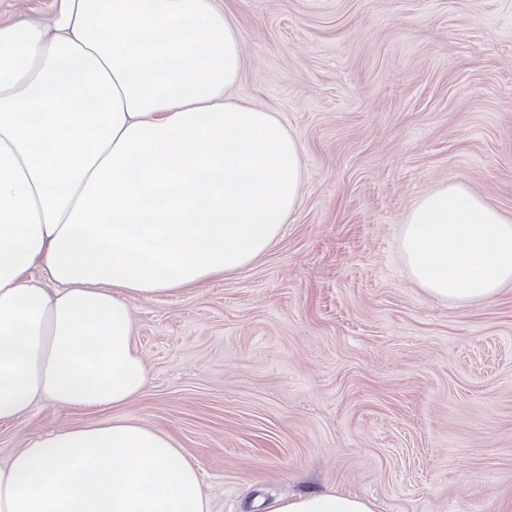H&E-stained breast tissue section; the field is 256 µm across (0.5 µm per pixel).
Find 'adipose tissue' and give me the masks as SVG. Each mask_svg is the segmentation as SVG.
Returning <instances> with one entry per match:
<instances>
[{"instance_id": "ef3b65f1", "label": "adipose tissue", "mask_w": 512, "mask_h": 512, "mask_svg": "<svg viewBox=\"0 0 512 512\" xmlns=\"http://www.w3.org/2000/svg\"><path fill=\"white\" fill-rule=\"evenodd\" d=\"M241 36L217 0H54L0 21V422L117 409L148 380L127 299L250 265L295 210L303 157L233 100ZM414 281L467 305L512 282V217L448 182L410 209ZM0 512H208L196 468L126 417L62 425L0 465ZM276 512H373L342 493Z\"/></svg>"}]
</instances>
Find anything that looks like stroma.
I'll return each mask as SVG.
<instances>
[{
	"label": "stroma",
	"mask_w": 512,
	"mask_h": 512,
	"mask_svg": "<svg viewBox=\"0 0 512 512\" xmlns=\"http://www.w3.org/2000/svg\"><path fill=\"white\" fill-rule=\"evenodd\" d=\"M233 99L297 140L300 198L246 269L131 298L149 370L123 416L169 436L209 512L337 491L375 512H512V284L429 296L406 215L454 180L512 217V0H221ZM107 412L0 424V464Z\"/></svg>",
	"instance_id": "obj_1"
}]
</instances>
